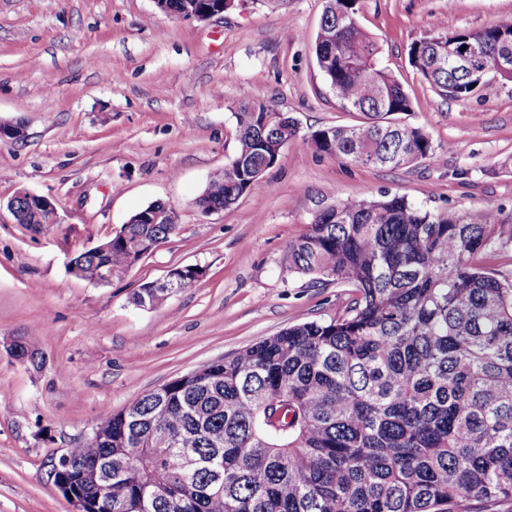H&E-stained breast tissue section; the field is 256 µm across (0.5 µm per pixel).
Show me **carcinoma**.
Masks as SVG:
<instances>
[{"mask_svg":"<svg viewBox=\"0 0 512 512\" xmlns=\"http://www.w3.org/2000/svg\"><path fill=\"white\" fill-rule=\"evenodd\" d=\"M322 15L316 62L362 121L313 131L341 161L396 169L427 160L403 83L379 61L357 0ZM489 63L512 53V22L455 34ZM410 64L441 97L481 85L448 61V35L413 42ZM238 149L200 201L229 208L262 190L293 117L271 101L235 113ZM105 251L74 255L109 278L130 271L134 237L164 242L176 224H129ZM512 245V216L431 212L400 196L318 212L288 247L290 274L354 288L329 320L292 325L101 413L103 440L71 449L55 484L87 512H499L512 506V281L480 266ZM160 305L147 283L134 300ZM88 465L107 476L82 478Z\"/></svg>","mask_w":512,"mask_h":512,"instance_id":"carcinoma-1","label":"carcinoma"}]
</instances>
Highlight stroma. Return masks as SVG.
Wrapping results in <instances>:
<instances>
[{
  "label": "stroma",
  "instance_id": "1",
  "mask_svg": "<svg viewBox=\"0 0 512 512\" xmlns=\"http://www.w3.org/2000/svg\"><path fill=\"white\" fill-rule=\"evenodd\" d=\"M323 0H235L197 21L153 0H0V121L26 138L0 143V341L21 339L40 367L0 353V512H73L52 460L107 409L264 336L341 310L349 290L288 274L289 244L314 214L381 194L467 213L494 200L512 215V84L487 77L444 99L408 61L427 35L478 30L512 15V0H358L380 62L404 83L406 122L429 135L431 159L401 169L317 152L311 132L358 120L342 109L313 45ZM245 101H272L299 133L262 191L201 214L194 200L238 146ZM21 189L55 199L60 221L16 223ZM175 208L179 229L123 278L95 285L67 270L71 254L113 236L150 203ZM204 275L153 308L140 285L171 269Z\"/></svg>",
  "mask_w": 512,
  "mask_h": 512
}]
</instances>
